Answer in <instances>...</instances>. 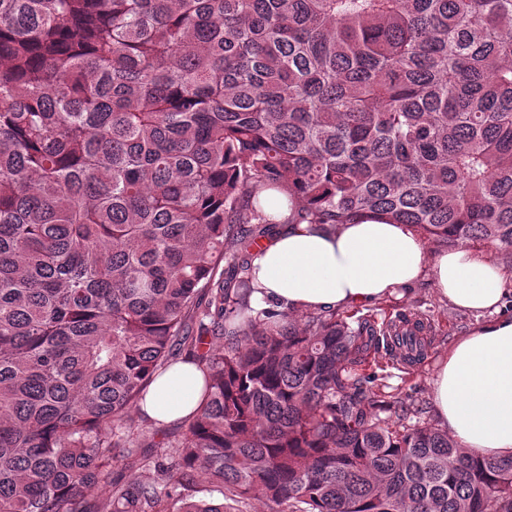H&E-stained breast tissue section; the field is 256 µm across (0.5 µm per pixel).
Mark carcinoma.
Here are the masks:
<instances>
[{"mask_svg": "<svg viewBox=\"0 0 512 512\" xmlns=\"http://www.w3.org/2000/svg\"><path fill=\"white\" fill-rule=\"evenodd\" d=\"M362 220L512 265V0H0V512H512V455L393 428L374 316L251 314L258 241ZM204 377L191 362H177L150 385L141 410L157 426L189 416L202 396Z\"/></svg>", "mask_w": 512, "mask_h": 512, "instance_id": "cac0c4a2", "label": "carcinoma"}]
</instances>
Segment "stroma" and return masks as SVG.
<instances>
[{
	"label": "stroma",
	"mask_w": 512,
	"mask_h": 512,
	"mask_svg": "<svg viewBox=\"0 0 512 512\" xmlns=\"http://www.w3.org/2000/svg\"><path fill=\"white\" fill-rule=\"evenodd\" d=\"M348 315L358 317L376 314L378 319L392 321L410 314L427 319L429 347L423 359L406 365L393 361L387 348H380L376 359L382 370L385 395L406 404L422 405L425 422L431 423L435 415L431 409V381L439 360L449 346L467 335L482 322V316L460 309L444 298L436 289L431 274H423L412 287L369 306L351 307Z\"/></svg>",
	"instance_id": "1"
}]
</instances>
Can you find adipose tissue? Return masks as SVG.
<instances>
[{
	"instance_id": "1",
	"label": "adipose tissue",
	"mask_w": 512,
	"mask_h": 512,
	"mask_svg": "<svg viewBox=\"0 0 512 512\" xmlns=\"http://www.w3.org/2000/svg\"><path fill=\"white\" fill-rule=\"evenodd\" d=\"M255 310L317 312L369 304L430 271L437 291L471 312L497 309L504 274L497 262L459 247L428 256L407 225L367 220L328 230L293 224L265 241L253 259ZM204 377L191 362L150 385L141 410L162 426L196 408ZM435 418L471 455L512 454V318L484 323L456 340L432 380Z\"/></svg>"
}]
</instances>
